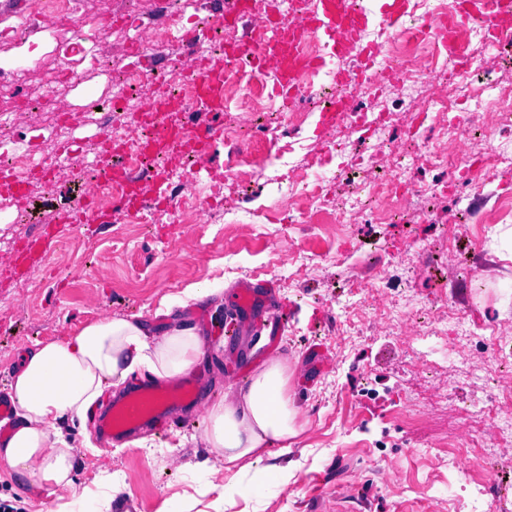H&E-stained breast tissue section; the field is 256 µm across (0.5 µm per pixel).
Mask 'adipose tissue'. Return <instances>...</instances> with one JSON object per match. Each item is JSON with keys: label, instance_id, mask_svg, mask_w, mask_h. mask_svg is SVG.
Wrapping results in <instances>:
<instances>
[{"label": "adipose tissue", "instance_id": "obj_1", "mask_svg": "<svg viewBox=\"0 0 512 512\" xmlns=\"http://www.w3.org/2000/svg\"><path fill=\"white\" fill-rule=\"evenodd\" d=\"M203 348L195 327L175 323L153 335L137 318L120 316L89 323L65 340L36 343L8 385L15 422L0 439V462L31 495L46 489L71 491L70 500L60 502L56 512H111L112 472L102 471L95 488L74 493L75 450L83 442L65 430V423L85 420L105 389L123 385L137 372L158 379L183 374ZM291 377L287 360L272 359L238 394L207 407L201 441L223 459L224 478L212 484L214 471L208 468L198 479L212 484L218 498L273 494L287 484L288 470L278 465L248 484L242 476L266 446L298 433Z\"/></svg>", "mask_w": 512, "mask_h": 512}]
</instances>
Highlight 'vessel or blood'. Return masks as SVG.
I'll return each mask as SVG.
<instances>
[{"label":"vessel or blood","mask_w":512,"mask_h":512,"mask_svg":"<svg viewBox=\"0 0 512 512\" xmlns=\"http://www.w3.org/2000/svg\"><path fill=\"white\" fill-rule=\"evenodd\" d=\"M405 0H384L382 7H375L372 0L357 4L356 0H288L287 12L270 14L261 0H236L233 12L215 7L213 15L224 25H238L243 18H253L256 33L253 37L225 44L224 53L215 57H199L193 64L197 100L203 110L192 125L181 121L185 105L170 97L161 76H153L150 88L157 94L155 101L141 113V125L154 128L153 136L142 139V152L147 156H164L168 169L157 172L153 178L154 205L165 212L174 206L168 193L170 172L179 168L184 155L198 161L196 175L212 182H222L223 172L209 163L210 150L222 138L224 127L219 117L224 110L225 62L249 61L253 67H262L266 59H276L272 73V89L281 104L297 101L303 94L300 77L308 70L330 67L333 57L351 50H359L361 63L357 69H335L336 84L342 88L362 83L372 64V55L363 48L360 36L368 25L386 29L395 28L402 18ZM479 24L492 38H499L512 30V0H458L457 8L448 18L436 20L432 29L445 45H452L459 25ZM312 34L326 42L329 57L304 55L300 45L305 35ZM100 151L92 158L97 180L121 181L125 191L109 202H99L95 182L87 183L76 207L63 209L56 224L45 226L40 233L27 238L23 244L15 272L26 266L47 263L59 243L57 227L61 224H109L119 217L134 218L144 207L138 181L129 178L125 169L114 158L123 151L120 141L111 133L99 132ZM72 164L69 150H62L56 157L40 159L34 174L40 178L66 181ZM0 196L12 199L18 210L29 206L26 187L14 179L8 169L0 168ZM262 283L243 281L239 284L234 301V318L230 330H237L242 317L255 313L264 301ZM204 381L200 374L189 372L183 376L157 384L149 380L132 387L119 398L110 400L105 411L94 417L98 433L111 436L113 442L122 443L144 426L163 425L170 419L173 409L198 404Z\"/></svg>","instance_id":"1"}]
</instances>
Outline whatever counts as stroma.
<instances>
[{
	"label": "stroma",
	"mask_w": 512,
	"mask_h": 512,
	"mask_svg": "<svg viewBox=\"0 0 512 512\" xmlns=\"http://www.w3.org/2000/svg\"><path fill=\"white\" fill-rule=\"evenodd\" d=\"M58 65L46 55L22 91L55 85L71 138L95 155L99 129L84 110L85 87L57 83ZM84 179L78 171L65 187L31 179L32 224L15 223L14 205L0 198V386L35 343L66 339L108 316H139L158 334L174 317L198 328L206 315L223 322L231 290L245 280L274 281L276 298L292 311L284 334L272 339L205 336L195 366L206 380L201 404L190 418L172 419L167 431L147 428L118 445L85 420L91 445L75 451L77 490L93 487L107 469L122 482L112 512H168L177 493L187 494L189 512H207L215 495L197 491L196 471L208 453L188 436L202 434L205 405L245 387L271 359L293 354L301 430L290 453L278 442L263 453L264 464L288 466V484L263 499L237 498L224 512H467L448 471L447 446L458 439L470 405L495 390L500 346L490 340L451 362L411 353L398 327L379 328L365 290H378L404 311L457 300L466 320L512 326V255L502 250L511 215L487 228L464 226L456 221L462 202L427 195L409 223L356 224L339 238L289 223L274 206L251 219L249 195H271L259 183L223 189L197 224L159 213L149 224L81 225V251L61 246L46 265L10 277L7 264L20 240L37 224L53 223L66 191ZM230 206L239 223H225ZM219 280L222 292L162 315L185 289ZM438 387L447 388V398L435 397ZM403 406L414 414L413 426L395 419L394 408Z\"/></svg>",
	"instance_id": "obj_1"
}]
</instances>
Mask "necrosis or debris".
Here are the masks:
<instances>
[{"label":"necrosis or debris","mask_w":512,"mask_h":512,"mask_svg":"<svg viewBox=\"0 0 512 512\" xmlns=\"http://www.w3.org/2000/svg\"><path fill=\"white\" fill-rule=\"evenodd\" d=\"M407 26L393 31H364L363 40L376 50L366 84L349 92L351 100L368 99L365 108H348L343 124L355 134L354 143L326 139L321 151L306 150L304 132L314 113L330 107L336 95L332 71L305 73L304 96L314 106L284 107L271 92L268 72L241 64L224 71V109L232 118L224 125L228 142L245 140L260 115L276 114L287 119L293 141L284 145L274 165V176L260 165H250L247 153L233 152L224 176L239 183L268 177L279 187L278 206L313 221L329 217L343 223L351 218L370 224L404 222L412 196L418 192L406 176L409 166L440 168L457 173L454 183L439 182V194L463 198L482 182L494 178L501 168L512 165V85L503 86L486 78L490 63H512V32L505 33L495 47H488L487 34L479 26L459 28L454 52H447L436 35H422L420 28L434 18L450 16L449 0H415ZM8 23L0 29V166L9 168L17 180H25L37 156L35 147L13 133V116L18 112L50 113V124L60 144H68L69 128L64 112L54 110L48 93L18 98L15 88L28 78L32 65L49 52L61 61L58 80L71 83L79 68L112 69L100 51L106 38L104 28L87 23L83 0H26L23 8L6 7ZM54 17L72 28L68 37L53 42L39 38L41 21ZM126 30L145 32L144 50L156 53L179 43L187 27L204 28L198 46L201 55L216 52L229 40V32L194 8L192 0H142L120 14ZM113 81L121 92L140 90L148 77L138 66L112 69ZM413 116L403 141L385 139V131L403 110ZM437 130L436 140L425 139L427 127ZM407 334L424 343L428 352L448 357L461 352L474 338L484 335L502 339L501 325L478 324L465 336L445 337L446 324L455 323L452 309L433 316L435 328L425 333L417 311L398 312ZM493 422L497 444L512 447V388L499 390L489 400L474 404L468 413L467 434L448 453V466L461 482L471 485L477 498L497 503L500 512H512V491L500 480L495 457L486 451L480 430Z\"/></svg>","instance_id":"4bbe7bcc"}]
</instances>
